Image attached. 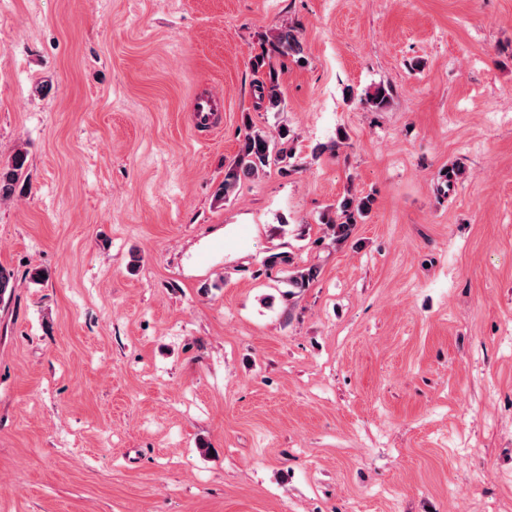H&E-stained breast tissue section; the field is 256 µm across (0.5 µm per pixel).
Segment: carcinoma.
<instances>
[{
  "mask_svg": "<svg viewBox=\"0 0 512 512\" xmlns=\"http://www.w3.org/2000/svg\"><path fill=\"white\" fill-rule=\"evenodd\" d=\"M271 51L281 56H295L303 53V46L296 30L291 27H281L267 39ZM269 51V52H271ZM269 52L263 51L255 58V68H268L266 80L256 84L258 99L265 104L266 110L279 112L283 110L284 100L280 90L278 74L272 63L267 61ZM293 136L290 130L277 131L274 136L264 131H254L245 134L239 152L224 170V181L221 183L217 196L227 199L238 190L242 180L255 178L273 166H280V172L288 173L284 167L287 159L291 158ZM27 155L19 151L12 159L0 164V199L12 196L16 190L26 165ZM372 200L368 197L345 199L341 206V214L325 213L320 223L331 231L336 243L346 242L354 229V214L367 213L371 209ZM317 276V268L309 267L288 272V284L293 288H307Z\"/></svg>",
  "mask_w": 512,
  "mask_h": 512,
  "instance_id": "carcinoma-1",
  "label": "carcinoma"
}]
</instances>
